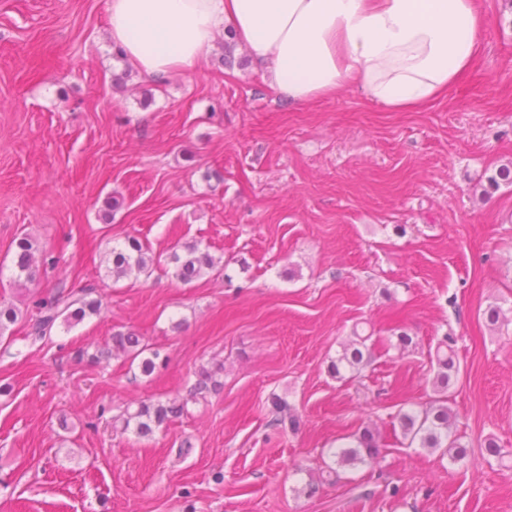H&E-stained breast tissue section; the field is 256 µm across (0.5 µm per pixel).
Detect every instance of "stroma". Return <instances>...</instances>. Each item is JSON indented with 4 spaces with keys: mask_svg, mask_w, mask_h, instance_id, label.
Segmentation results:
<instances>
[{
    "mask_svg": "<svg viewBox=\"0 0 512 512\" xmlns=\"http://www.w3.org/2000/svg\"><path fill=\"white\" fill-rule=\"evenodd\" d=\"M483 2L462 81L391 112L352 90L288 104L237 45L120 88L109 0H0V292L20 297L22 236L48 259L38 295L104 287L108 245L129 236L162 259L196 243L220 260L189 286L162 262L104 287V319L36 342L19 317L0 346V512H512V470L478 451L489 437L512 450V322L484 318L512 307V184L487 188L512 163V0ZM359 322L372 361L336 380ZM398 325L415 350L394 348ZM128 330L158 351L153 374L70 357ZM448 333L461 378L447 405L473 449L455 463L394 432L434 398ZM215 366L219 390L190 396ZM274 396L298 431L270 426ZM174 398L185 412L149 438L101 416ZM369 424L379 462L321 482Z\"/></svg>",
    "mask_w": 512,
    "mask_h": 512,
    "instance_id": "stroma-1",
    "label": "stroma"
}]
</instances>
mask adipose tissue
Here are the masks:
<instances>
[{
	"instance_id": "adipose-tissue-1",
	"label": "adipose tissue",
	"mask_w": 512,
	"mask_h": 512,
	"mask_svg": "<svg viewBox=\"0 0 512 512\" xmlns=\"http://www.w3.org/2000/svg\"><path fill=\"white\" fill-rule=\"evenodd\" d=\"M481 0H110L114 46L139 72L195 70L224 34L291 104L346 89L394 112L448 95L471 68Z\"/></svg>"
}]
</instances>
